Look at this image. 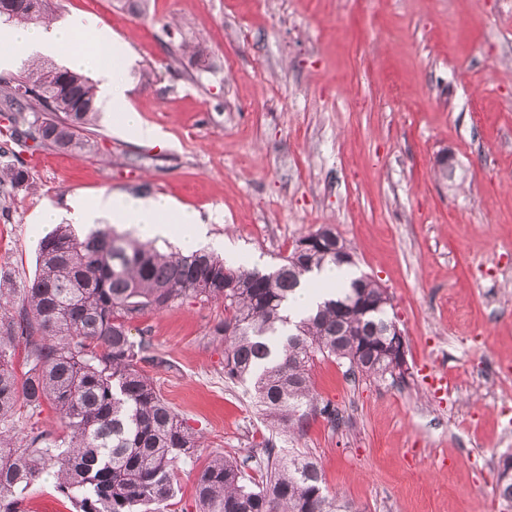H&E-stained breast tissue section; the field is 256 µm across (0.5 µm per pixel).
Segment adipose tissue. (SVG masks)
Listing matches in <instances>:
<instances>
[{
    "label": "adipose tissue",
    "instance_id": "obj_1",
    "mask_svg": "<svg viewBox=\"0 0 512 512\" xmlns=\"http://www.w3.org/2000/svg\"><path fill=\"white\" fill-rule=\"evenodd\" d=\"M10 34L12 51L0 53V70L15 66L27 57L52 58L65 54L69 68L95 74L99 81V100L110 107L113 118L122 129L142 142L166 146L165 134L157 127L142 123L137 113L128 108L121 87L124 48L111 40L105 29L99 28L92 18L72 16L51 24L14 28ZM64 218L87 226L105 220L113 224H132L142 237L151 239L175 235L180 239L181 250L186 253L197 250L207 233L195 212L177 209L164 198L102 194L90 200L76 196L71 199L67 213H60L49 205L42 209L38 221L56 224ZM353 276V269L347 266L323 269L316 276L319 289H299L289 302L291 312L297 315L310 313L325 299L326 288L344 287Z\"/></svg>",
    "mask_w": 512,
    "mask_h": 512
}]
</instances>
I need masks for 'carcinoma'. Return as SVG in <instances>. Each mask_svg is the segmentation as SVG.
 <instances>
[{
    "label": "carcinoma",
    "mask_w": 512,
    "mask_h": 512,
    "mask_svg": "<svg viewBox=\"0 0 512 512\" xmlns=\"http://www.w3.org/2000/svg\"><path fill=\"white\" fill-rule=\"evenodd\" d=\"M45 0H0L10 22L46 18ZM97 85L81 72L32 62L0 76V112L10 113L8 141L84 154L83 133L97 124ZM30 180L24 162L0 146V207ZM312 248L296 242L269 272L233 268L213 251L162 252L110 226L79 237L59 225L38 244L34 278L18 287L0 270V512H24L25 493L43 475L75 512H167L180 465L192 462L202 436L161 396L141 364L165 366L149 354L130 323L187 299L224 303L214 334L224 341V379L249 383L279 434L303 435L310 416L346 424L336 406L313 395L316 357L348 364L347 372L383 379L389 318L384 289L367 275L293 320L288 299L310 275L342 261L336 234ZM24 344L25 371L14 358ZM50 404L61 435L19 427L22 409ZM263 472L249 479V465ZM196 512H352L329 492L318 460L281 456L267 439L244 458L210 457L195 480Z\"/></svg>",
    "instance_id": "carcinoma-1"
}]
</instances>
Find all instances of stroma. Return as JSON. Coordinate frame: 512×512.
<instances>
[{
    "label": "stroma",
    "mask_w": 512,
    "mask_h": 512,
    "mask_svg": "<svg viewBox=\"0 0 512 512\" xmlns=\"http://www.w3.org/2000/svg\"><path fill=\"white\" fill-rule=\"evenodd\" d=\"M49 2L53 19L96 18L128 47L130 104L170 144L104 114L90 153L20 148L30 181L0 211V269L33 278L51 230L37 214L75 193L173 200L233 267L270 269L331 227L386 289L409 374L354 381L316 358L314 388L347 424L313 416L278 447L311 451L354 512H512L496 490L512 403L484 397L512 371V0ZM223 319V304L190 299L130 325L166 358L146 371L201 433L202 463L273 437L246 387L224 380Z\"/></svg>",
    "instance_id": "1"
}]
</instances>
